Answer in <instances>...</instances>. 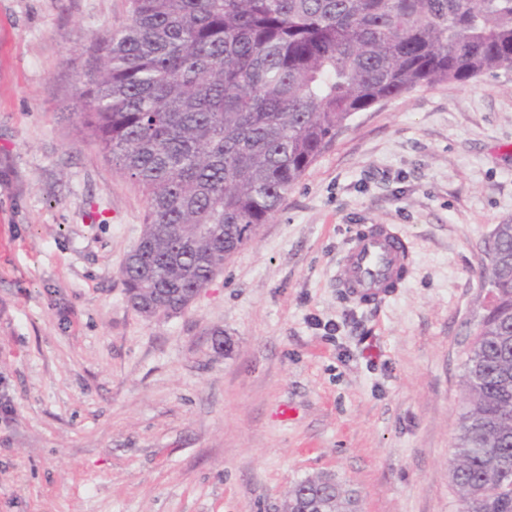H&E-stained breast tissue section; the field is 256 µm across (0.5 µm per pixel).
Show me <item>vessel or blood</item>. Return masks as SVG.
Returning <instances> with one entry per match:
<instances>
[{"label": "vessel or blood", "instance_id": "vessel-or-blood-1", "mask_svg": "<svg viewBox=\"0 0 512 512\" xmlns=\"http://www.w3.org/2000/svg\"><path fill=\"white\" fill-rule=\"evenodd\" d=\"M394 238V232L381 226L350 244L344 257V280L353 297L372 303L389 297L397 271L409 263L408 252L393 248Z\"/></svg>", "mask_w": 512, "mask_h": 512}]
</instances>
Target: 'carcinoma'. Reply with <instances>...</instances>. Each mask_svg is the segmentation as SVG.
I'll return each instance as SVG.
<instances>
[{
	"label": "carcinoma",
	"mask_w": 512,
	"mask_h": 512,
	"mask_svg": "<svg viewBox=\"0 0 512 512\" xmlns=\"http://www.w3.org/2000/svg\"><path fill=\"white\" fill-rule=\"evenodd\" d=\"M128 13L91 41L78 116L144 195L121 275L151 317L206 287L353 115L512 69V0H129ZM493 237L449 460L459 512H512V224ZM291 492L336 512L355 501L339 481Z\"/></svg>",
	"instance_id": "obj_1"
}]
</instances>
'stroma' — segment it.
<instances>
[{
    "mask_svg": "<svg viewBox=\"0 0 512 512\" xmlns=\"http://www.w3.org/2000/svg\"><path fill=\"white\" fill-rule=\"evenodd\" d=\"M127 18L0 0V512H279L322 473L362 512H457L481 261L512 223V69L356 113L184 312L148 319L121 276L145 198L76 114L93 36ZM376 224L411 266L366 305L343 255Z\"/></svg>",
    "mask_w": 512,
    "mask_h": 512,
    "instance_id": "obj_1",
    "label": "stroma"
}]
</instances>
